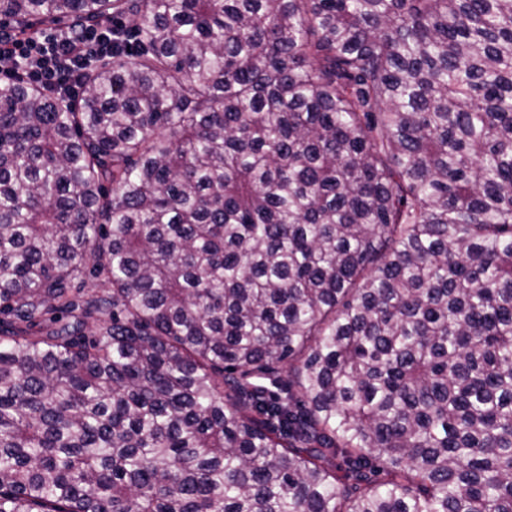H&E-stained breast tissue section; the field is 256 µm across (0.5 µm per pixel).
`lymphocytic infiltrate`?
Returning <instances> with one entry per match:
<instances>
[{
  "mask_svg": "<svg viewBox=\"0 0 512 512\" xmlns=\"http://www.w3.org/2000/svg\"><path fill=\"white\" fill-rule=\"evenodd\" d=\"M119 36V26L109 17L28 33L0 24V78L36 85L56 97L74 98L83 89L85 73L111 60Z\"/></svg>",
  "mask_w": 512,
  "mask_h": 512,
  "instance_id": "lymphocytic-infiltrate-1",
  "label": "lymphocytic infiltrate"
}]
</instances>
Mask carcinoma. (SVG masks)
Here are the masks:
<instances>
[{
	"instance_id": "cac0c4a2",
	"label": "carcinoma",
	"mask_w": 512,
	"mask_h": 512,
	"mask_svg": "<svg viewBox=\"0 0 512 512\" xmlns=\"http://www.w3.org/2000/svg\"><path fill=\"white\" fill-rule=\"evenodd\" d=\"M109 12L0 83V512H512V0H0ZM120 29L112 17L74 26L56 23L30 33L0 23V78L21 80L50 95L72 99L82 91L85 73L112 60Z\"/></svg>"
}]
</instances>
